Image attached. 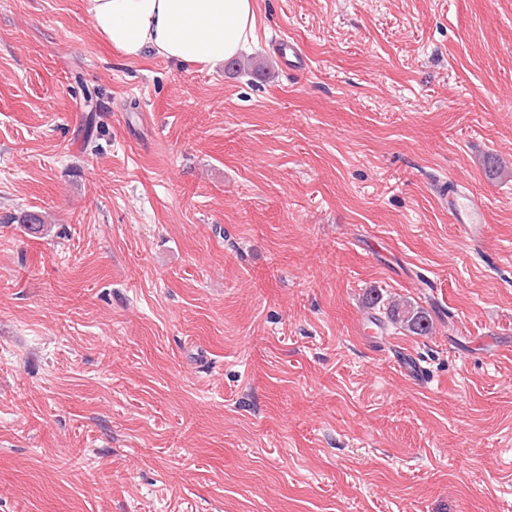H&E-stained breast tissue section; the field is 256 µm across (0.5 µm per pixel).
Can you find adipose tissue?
<instances>
[{
  "instance_id": "1",
  "label": "adipose tissue",
  "mask_w": 512,
  "mask_h": 512,
  "mask_svg": "<svg viewBox=\"0 0 512 512\" xmlns=\"http://www.w3.org/2000/svg\"><path fill=\"white\" fill-rule=\"evenodd\" d=\"M97 34L127 60L184 66L236 57L252 38L256 0H88Z\"/></svg>"
}]
</instances>
